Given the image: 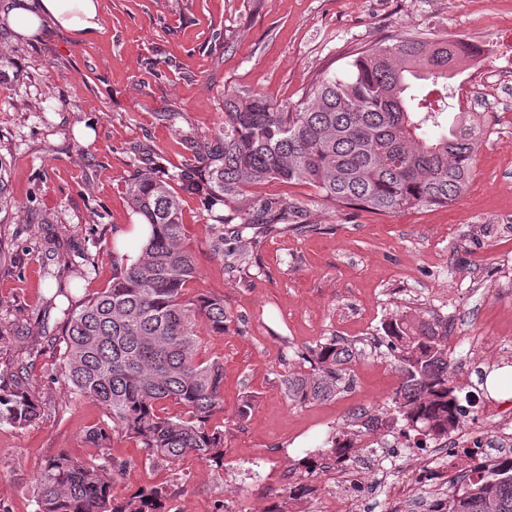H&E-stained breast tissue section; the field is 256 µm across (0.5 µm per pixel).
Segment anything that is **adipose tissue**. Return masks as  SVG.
<instances>
[{
	"mask_svg": "<svg viewBox=\"0 0 512 512\" xmlns=\"http://www.w3.org/2000/svg\"><path fill=\"white\" fill-rule=\"evenodd\" d=\"M13 30L21 37L40 35L43 26L53 25L78 38H93L101 29L100 0H21L7 13Z\"/></svg>",
	"mask_w": 512,
	"mask_h": 512,
	"instance_id": "1",
	"label": "adipose tissue"
}]
</instances>
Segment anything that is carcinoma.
<instances>
[{"instance_id":"obj_1","label":"carcinoma","mask_w":512,"mask_h":512,"mask_svg":"<svg viewBox=\"0 0 512 512\" xmlns=\"http://www.w3.org/2000/svg\"><path fill=\"white\" fill-rule=\"evenodd\" d=\"M480 47L464 40L393 37L369 46L351 62L347 75L324 77L295 105L258 94L224 97V126L213 137L188 145V167L164 177L152 160L127 185L129 203L150 232L137 258L112 254V285L87 298L68 300L65 332L46 336L63 345L54 379L76 399H91L108 422L88 428L92 461L65 452L45 460L35 480L36 512H169L166 493L139 489L118 498L113 478L131 466L112 457L118 432L144 448L148 459L175 461L186 455L221 467L224 430V363L199 359L197 326L222 334L232 321L224 297L193 292L199 279L195 256L184 240L179 181L208 196L217 214L212 247L277 224L306 226L301 210L279 197L236 206L246 189L266 182H308L335 206L397 214L449 204L467 187L480 131L453 108L449 81L476 60ZM427 82L416 90L415 82ZM8 169L0 158V209L11 205ZM387 348L397 361L400 384L392 398L390 429L417 447L448 437L455 426L460 388L448 361V323L397 315L384 327ZM35 342L0 372V426L25 427L41 418V403L27 388ZM352 344L331 339L308 353L311 372L290 375L288 399H328L350 386L346 364ZM356 438L339 433L327 454L355 448ZM447 512H512V458L463 477L448 494Z\"/></svg>"}]
</instances>
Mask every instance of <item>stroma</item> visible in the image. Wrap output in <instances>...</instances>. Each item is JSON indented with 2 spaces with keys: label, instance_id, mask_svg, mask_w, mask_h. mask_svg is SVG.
<instances>
[{
  "label": "stroma",
  "instance_id": "1",
  "mask_svg": "<svg viewBox=\"0 0 512 512\" xmlns=\"http://www.w3.org/2000/svg\"><path fill=\"white\" fill-rule=\"evenodd\" d=\"M103 28L92 40L54 28L38 41L18 38L0 17V156L10 165L12 208L0 212V370L31 337L57 336L63 315L47 310L65 249L82 270L75 298L112 283V254L128 252L139 218L127 184L144 145L168 172L183 170L187 142L224 124L225 93L295 104L320 77L344 72L356 52L399 36L463 38L480 45L512 23V0H101ZM484 69L504 64L484 57ZM481 128L464 193L447 205L395 215L339 209L309 184L275 181L247 189L303 210L310 232L264 234L248 264L229 273L231 240L212 251L203 196L182 191L185 242L202 278L234 317L224 334H203L202 355L224 361V465L189 456L148 460L128 438L112 455L130 461L116 477L123 497L166 486L172 512H324L323 477L299 461L327 450L334 434L355 431L353 413L389 412L399 383L384 341L398 313L434 317L449 335L476 341L448 357L459 368L499 356L512 343V76L476 93ZM94 130L91 143L81 127ZM354 342L350 389L322 401H290L285 375L305 373L302 353L330 339ZM58 353L45 348L29 389L41 420L0 426V512H35L32 484L46 458L88 459L84 435L106 419L89 399L52 381ZM311 483L304 496L289 483Z\"/></svg>",
  "mask_w": 512,
  "mask_h": 512
}]
</instances>
